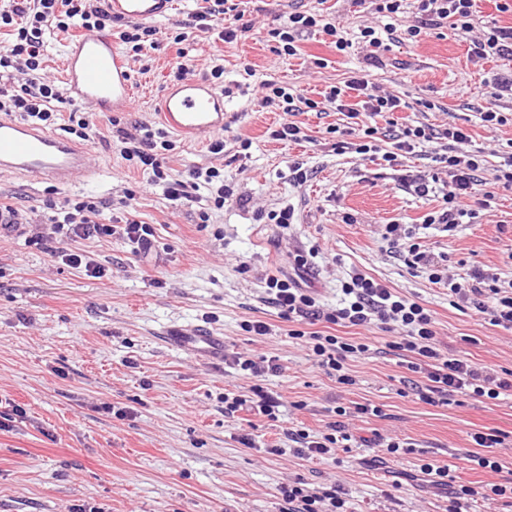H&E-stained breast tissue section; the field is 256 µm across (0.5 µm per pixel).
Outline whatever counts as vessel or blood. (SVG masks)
Segmentation results:
<instances>
[{
  "label": "vessel or blood",
  "instance_id": "vessel-or-blood-1",
  "mask_svg": "<svg viewBox=\"0 0 512 512\" xmlns=\"http://www.w3.org/2000/svg\"><path fill=\"white\" fill-rule=\"evenodd\" d=\"M171 5L172 0H106L112 14L129 22L162 17ZM65 79L69 93L81 103L106 112L132 105L129 65L105 35L83 32L77 36L65 63ZM159 111L167 125L184 135L198 137L224 129V96L201 80L184 81L169 91ZM6 173L73 188L91 179L95 170L87 148L0 114V175ZM177 342L214 355L224 352V341L216 336L187 333Z\"/></svg>",
  "mask_w": 512,
  "mask_h": 512
}]
</instances>
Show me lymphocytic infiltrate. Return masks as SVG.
<instances>
[{"instance_id":"f902f5d3","label":"lymphocytic infiltrate","mask_w":512,"mask_h":512,"mask_svg":"<svg viewBox=\"0 0 512 512\" xmlns=\"http://www.w3.org/2000/svg\"><path fill=\"white\" fill-rule=\"evenodd\" d=\"M228 0H206L205 6L193 12L188 21L180 23L178 31L170 34L169 41L177 45L178 57H186L187 44L194 32H217L225 42H233L239 33L247 32L248 24L242 14H232L233 21L222 28H214L215 17L230 14ZM376 13L389 17L409 14L413 22L405 29L408 40L419 41L427 31L449 26L456 34H471L470 52L473 58L493 56L512 59V25L490 24L482 31H475L472 24L476 0H373ZM112 28L116 38L126 45L133 56H142L161 45L158 30L146 24H123L101 6V0H11L0 8V31H6L8 40L0 47V112L17 117L26 123L47 127L62 124L64 132L87 141L96 133L92 113L71 101L43 74L45 35L50 31L69 32L73 29L99 31ZM318 28L332 37L337 50L349 48L335 19L320 14L293 12L287 26L270 30L274 40L272 51L276 55H295L298 33ZM260 107L280 112L294 113L300 108L312 111L334 109L342 112L351 124L345 129V139L336 141L337 153L353 152L364 159H376L396 170L399 184L408 187L419 197L439 194V204L423 218L425 225L437 224L445 231H453L464 220L478 218L480 212L492 211L498 190L512 191V152L502 153L493 179L483 178L485 152L470 149L471 136L463 126L449 124L443 129L420 124L400 128L392 136L390 145L380 143L377 127L361 122L362 113L374 116L405 109L401 97L383 92L367 75L352 73L343 85H332L322 93L321 100L306 97L301 90L293 89L274 80L260 81L257 89ZM68 106V114H61V106ZM122 158L143 173L151 184L162 188L164 195L174 204L205 199L206 207L200 208V226H207L211 210L223 209L237 199L231 185L225 184L224 173L215 167H197L187 178L172 177L168 160L176 144L164 129L137 125L135 132L120 127L116 130ZM444 141L442 151L433 153L431 160L436 171L401 173L405 156L416 154L425 145ZM448 169L451 179L440 183L438 170ZM44 214H24L10 204L0 203V214L6 223L17 225L26 243L39 245L54 237L63 239H90L118 236L133 245L135 250L149 251L153 242L150 225L134 218L131 211L113 218L105 224L100 220L102 204L93 198H67L47 200ZM382 237L396 250L407 271L415 277L426 278L430 283L447 288L449 296L469 304L485 316L492 325L512 330V284L501 286L497 274L488 270L472 269L468 277L450 275L442 262L436 260L416 242L412 230L403 229L399 221L383 227ZM342 306L328 308L321 305L307 289L301 288L290 278L269 277L267 292L270 302L281 319L294 325L290 337L305 339L316 365L337 384L352 385L351 358L368 352L369 345L343 336L316 330V323L339 326H374L396 334L391 344L396 355L407 358V368L423 375L424 387L419 398L424 403L438 406L450 404L454 395L460 394L474 400H496L512 397V379L502 377L497 370L480 366L451 351H443L436 339L434 317L430 309L414 299L398 294L384 282L363 273L351 272L342 282ZM311 324V331H304V324ZM235 368L246 378L252 379L250 395L233 392L224 395V413L231 416L247 410L275 422L279 419L280 402L277 397L258 386L259 378L279 372L277 357L263 356L254 360L244 355L233 358ZM334 422L325 432L310 433L309 429H292L288 432L293 442V453L303 460L327 459L349 448L354 440L345 419L348 416L380 415L379 407L357 403L347 407H334ZM422 474L432 478L434 485L448 489L446 512H477L479 499L492 500L512 496V480L489 484L478 489L459 485L449 465H438L426 460L420 464ZM280 494L287 505L286 512H354V507L344 487L333 484L327 487H309L297 480L281 486Z\"/></svg>"}]
</instances>
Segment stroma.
I'll use <instances>...</instances> for the list:
<instances>
[{
  "mask_svg": "<svg viewBox=\"0 0 512 512\" xmlns=\"http://www.w3.org/2000/svg\"><path fill=\"white\" fill-rule=\"evenodd\" d=\"M252 28L227 43L212 33L197 34L185 58L160 46L141 71L132 63L133 105L121 113L122 126H160L158 101L170 88L176 63L191 78L206 79L224 67V83L235 92L224 100L226 147L208 152L206 139L176 136L169 166L174 177L196 167L223 169L224 179L248 205L231 204L197 224L195 203L172 204L160 187L122 159L112 142V115H95L97 134L88 143L99 176L75 188L35 185L0 177V200L22 210L42 209L47 199L93 197L111 217L125 190H133L132 213L151 225L155 247L144 255L115 237L51 240L0 238V512H280L282 484L300 478L312 487L340 483L357 512H443L447 492L424 480L418 452L451 465L457 483L477 485L512 478V399L478 402L455 396L432 406L402 383L408 371L390 349L393 334L366 327L335 333L366 338L370 349L351 363L354 385L344 387L314 363L305 340L288 335L268 301L266 281L292 275L296 251L318 255L300 278L327 306L339 305L341 284L351 269L385 282L434 313L442 349L457 351L479 365L512 370V330L491 325L473 308L453 304L446 288L411 276L391 257L382 224L417 225L423 249L444 254L454 273L472 267L494 270L512 280V192L501 193L489 216L444 232L422 228L433 201L400 189L393 170L331 145L332 127H345L339 112H299L309 141L272 140L270 128L286 119L255 105L253 79H274L318 98L326 86L368 70L373 81L409 104L395 113L400 124L455 123L472 137V148L488 150L485 177L498 163L497 145L512 139V122L489 130L478 118L487 106L485 83L512 70L500 58L474 61L466 35L428 34L417 44L390 42L380 64L369 67L358 44L361 28L383 27L384 17L351 0H235ZM294 11L320 12L336 19L353 45L339 52L322 33H299L293 56L270 51L269 32ZM325 59V68L313 58ZM255 77H248L244 64ZM251 156L238 160L241 139ZM303 161L307 183L297 187L288 165ZM292 202L297 224L282 229L259 219L258 211ZM352 223H343L344 214ZM78 253L102 268L100 277L62 262ZM248 320L270 324L271 333L243 330ZM201 330L224 340L225 357L212 358L168 341ZM274 355L280 372L264 387L282 404L278 421L247 411L224 415V393H248L251 382L229 364L236 354ZM370 403L381 416L353 417L354 435L406 439L416 453L404 460L373 462L369 448H353L339 460L305 461L289 450L287 430L304 426L325 431L336 404ZM505 437L497 454L501 472L472 468L466 460L475 431ZM277 454H270V447Z\"/></svg>",
  "mask_w": 512,
  "mask_h": 512,
  "instance_id": "obj_1",
  "label": "stroma"
}]
</instances>
